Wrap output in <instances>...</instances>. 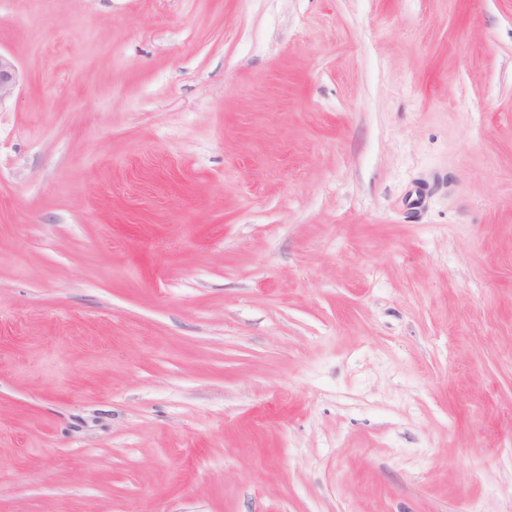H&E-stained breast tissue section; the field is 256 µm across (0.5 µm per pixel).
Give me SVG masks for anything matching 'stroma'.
<instances>
[{
  "label": "stroma",
  "instance_id": "35a3bbf8",
  "mask_svg": "<svg viewBox=\"0 0 512 512\" xmlns=\"http://www.w3.org/2000/svg\"><path fill=\"white\" fill-rule=\"evenodd\" d=\"M0 512H512V0H0ZM17 80L18 74L14 62L0 53V100L13 94Z\"/></svg>",
  "mask_w": 512,
  "mask_h": 512
}]
</instances>
